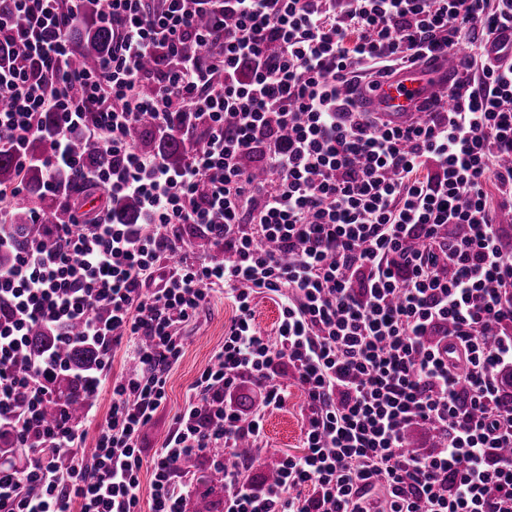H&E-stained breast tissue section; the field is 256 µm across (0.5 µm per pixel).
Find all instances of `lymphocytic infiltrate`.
<instances>
[{
	"mask_svg": "<svg viewBox=\"0 0 512 512\" xmlns=\"http://www.w3.org/2000/svg\"><path fill=\"white\" fill-rule=\"evenodd\" d=\"M84 2L0 8V149L27 168V142L55 113L45 166L71 169L76 136L96 143L86 182L137 199L148 231L88 217L67 194L70 223L39 225L19 250L8 201L22 187L0 188V252L13 253L0 267V434L30 454L24 469L0 466V512H186L189 456L223 474L224 512H512V398L498 376L512 365V247L497 222L512 210V0H108L112 52L93 71L68 65ZM464 45L451 110L404 128L358 110L363 71L385 78ZM155 53L168 64L145 68ZM145 114L189 143L181 166L132 141ZM189 227L221 259L191 256ZM218 291L236 307L224 343L145 454L178 328ZM262 295L280 307L272 339L255 323ZM36 325L55 341L27 360ZM77 342L97 354L81 381L110 393L107 414L47 421ZM122 343L140 369L105 380ZM289 372L303 451L257 482L239 448L262 451ZM245 381L265 391L248 416L226 403ZM414 424L439 434L430 452L408 450Z\"/></svg>",
	"mask_w": 512,
	"mask_h": 512,
	"instance_id": "lymphocytic-infiltrate-1",
	"label": "lymphocytic infiltrate"
}]
</instances>
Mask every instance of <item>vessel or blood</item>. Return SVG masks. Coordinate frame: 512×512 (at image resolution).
Masks as SVG:
<instances>
[{
	"label": "vessel or blood",
	"instance_id": "obj_1",
	"mask_svg": "<svg viewBox=\"0 0 512 512\" xmlns=\"http://www.w3.org/2000/svg\"><path fill=\"white\" fill-rule=\"evenodd\" d=\"M453 70V61L445 58L402 70L398 76L381 81L367 95L362 109L394 125L413 123L421 114L423 102L447 88Z\"/></svg>",
	"mask_w": 512,
	"mask_h": 512
}]
</instances>
